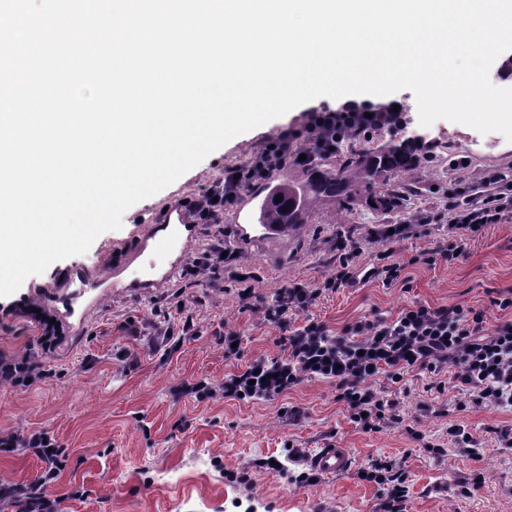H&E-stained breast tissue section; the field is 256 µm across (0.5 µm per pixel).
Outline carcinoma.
<instances>
[{
    "label": "carcinoma",
    "instance_id": "carcinoma-1",
    "mask_svg": "<svg viewBox=\"0 0 512 512\" xmlns=\"http://www.w3.org/2000/svg\"><path fill=\"white\" fill-rule=\"evenodd\" d=\"M358 136L355 130L341 133L336 143V153L343 155L340 164L326 168L314 162L304 183L277 184L266 197L261 223L307 224L323 197L344 202L355 184L364 185L379 207H397L402 200L400 180L415 174L423 160L417 139L406 137L370 151L355 149Z\"/></svg>",
    "mask_w": 512,
    "mask_h": 512
}]
</instances>
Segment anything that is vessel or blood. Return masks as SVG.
Segmentation results:
<instances>
[{
  "instance_id": "b4317fda",
  "label": "vessel or blood",
  "mask_w": 512,
  "mask_h": 512,
  "mask_svg": "<svg viewBox=\"0 0 512 512\" xmlns=\"http://www.w3.org/2000/svg\"><path fill=\"white\" fill-rule=\"evenodd\" d=\"M185 221V214L180 200L168 201L165 209L152 213L151 224L155 227L149 252L154 260L140 267L131 278H113L112 282H104L98 274L85 268L72 269L68 275V283L74 286L77 296L96 290L103 284H110L112 290L125 288H156L169 282L174 276L183 258L186 240L179 232V226ZM317 471L323 474H340L350 465V455L343 448H328L321 452L313 461Z\"/></svg>"
}]
</instances>
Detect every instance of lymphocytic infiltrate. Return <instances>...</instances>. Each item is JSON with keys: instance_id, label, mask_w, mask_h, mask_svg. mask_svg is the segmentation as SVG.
I'll return each instance as SVG.
<instances>
[{"instance_id": "obj_1", "label": "lymphocytic infiltrate", "mask_w": 512, "mask_h": 512, "mask_svg": "<svg viewBox=\"0 0 512 512\" xmlns=\"http://www.w3.org/2000/svg\"><path fill=\"white\" fill-rule=\"evenodd\" d=\"M367 106L347 101L334 111H315L306 127L309 146L299 151L293 132L282 131L272 146L263 147L248 165L228 169L190 204L197 221L210 224L233 207L245 187L268 179L274 172L301 160L333 151L336 132L357 126ZM498 171H486L482 182L489 194L453 203V221L446 230L448 238L438 246L442 258L452 260L479 237L485 227L512 218V199L494 192L504 181ZM418 225L398 224L393 230H380L376 237L385 248L371 265L360 267L356 259L358 242L350 236L336 238V264L316 286L288 282L277 289L271 301L258 300L247 280H240L238 299L242 308L258 310L279 332L282 353L274 358L257 357L240 368L226 372L222 382L205 378L181 380L170 388L173 400L196 401L243 399L270 400L288 393L305 380L335 382L338 399L343 402L354 423L375 430L381 422L400 419L399 403L377 391L375 382L385 377L402 383L411 374L448 373L449 384L458 395L493 409L512 408V290L495 299V312L460 306L433 308L412 303L390 318H363L339 331H332L306 313L321 296L343 288H353L371 280L398 281L405 268L394 258L401 242L417 235ZM233 256L225 255L223 240H215L185 267L186 275L207 277L210 287L223 291L220 272L231 266ZM0 315L18 316L36 330V340L23 352L0 354V382L28 387L45 376L44 359L54 346L59 330L47 310L38 309L34 300L11 303ZM1 448H22L43 463L44 469L26 496V512H56L57 501L50 489L66 462L49 432L21 427L0 434Z\"/></svg>"}]
</instances>
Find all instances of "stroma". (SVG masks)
Returning a JSON list of instances; mask_svg holds the SVG:
<instances>
[{"instance_id":"stroma-1","label":"stroma","mask_w":512,"mask_h":512,"mask_svg":"<svg viewBox=\"0 0 512 512\" xmlns=\"http://www.w3.org/2000/svg\"><path fill=\"white\" fill-rule=\"evenodd\" d=\"M412 91L378 96L379 107L399 105L411 129L435 144L433 157L409 178L400 207L370 205L364 187H354L346 204L321 201L311 223L277 239L239 237L232 211L220 223L199 224L186 258L223 236L237 254V271L252 273L258 294L271 298L289 281L320 282L336 261L339 233L362 241L359 263L370 261L369 241L384 224H433L447 218L449 202L485 194L480 177L497 168L512 177V141L498 132L480 133L445 119L421 127ZM336 100L309 101L282 117L231 139L196 167L122 217V226L100 234L82 254L52 263L24 280L17 294L43 301L45 288L67 272L86 266L109 273L144 240L145 218L169 199L190 201L224 169L246 164L285 130L299 146L312 110H336ZM407 285L374 281L320 298L309 314L333 330L362 317L387 318L411 302L434 308L460 305L491 310L500 291L512 289V219L487 225L466 256L408 267ZM190 302L193 336L173 353L152 350L147 332L166 321L181 331L178 300ZM63 335L45 365V378L28 389L0 383V433L19 426L48 429L68 460L51 489L57 512H383L385 487L362 480L361 466L384 459L405 477L406 512H512V447L503 448L492 427L512 423V411L471 403L458 406L453 390L433 389V377H410L398 398L401 419L366 431L354 423L335 384L303 381L287 395L260 403L228 400L172 401L169 387L185 378L223 379L239 362L279 355L277 329L258 314L242 310L232 281L216 294L205 281L176 275L163 287L115 293L99 289L73 307H58ZM244 336L240 359L224 357V330ZM137 365H130L126 353ZM301 412L298 423L283 411ZM453 423L467 425L481 448L472 457L448 434ZM313 456L335 446L348 449L352 467L340 475H319L315 483L294 481L301 468L287 459L289 447ZM279 460L283 469L271 468ZM41 462L21 449L0 448V482L33 485ZM248 471L249 482L235 475ZM480 477L478 489L468 486ZM81 498H72V491Z\"/></svg>"}]
</instances>
